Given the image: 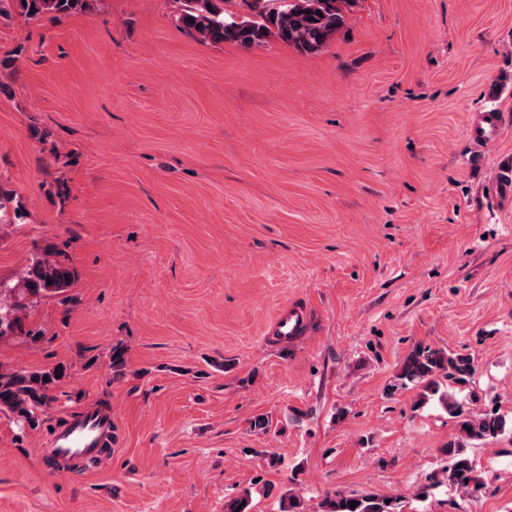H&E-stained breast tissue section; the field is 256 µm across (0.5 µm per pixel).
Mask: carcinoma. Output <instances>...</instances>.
I'll use <instances>...</instances> for the list:
<instances>
[{"instance_id": "cac0c4a2", "label": "carcinoma", "mask_w": 512, "mask_h": 512, "mask_svg": "<svg viewBox=\"0 0 512 512\" xmlns=\"http://www.w3.org/2000/svg\"><path fill=\"white\" fill-rule=\"evenodd\" d=\"M22 12L39 18L49 15L59 19L88 8V0H0V16L10 4ZM176 25L206 44L239 43L261 45L275 39L302 53H316L342 29L358 0H252V13L236 17L227 9L232 0H173ZM76 272L49 250L29 259L28 264L11 281L0 280V294L15 295L14 305H0V338L22 334L36 341L43 332L25 329L27 306L23 300L65 294L73 284ZM476 372L475 359L469 354L417 347L402 361L389 392L420 389L415 405L438 399L442 409L455 419L458 436L441 449L447 464L433 475L435 483H446L467 495L482 489L476 466L466 452V443L497 439L512 434V425L495 408L478 414L464 409L451 392L455 386L470 383ZM66 374L62 365L31 372L0 373V411L10 413L20 429L34 430L42 424L44 408L56 401L53 388ZM251 492L224 502V512H252ZM356 507H350V503ZM400 496L338 495L325 498L319 512H403Z\"/></svg>"}]
</instances>
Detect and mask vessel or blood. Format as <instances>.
Returning a JSON list of instances; mask_svg holds the SVG:
<instances>
[{
    "label": "vessel or blood",
    "instance_id": "1",
    "mask_svg": "<svg viewBox=\"0 0 512 512\" xmlns=\"http://www.w3.org/2000/svg\"><path fill=\"white\" fill-rule=\"evenodd\" d=\"M273 322L279 336L299 335L305 325V312L299 306H284ZM112 434V415L108 412L88 410L71 416L68 426L55 438L51 453L61 460L95 456Z\"/></svg>",
    "mask_w": 512,
    "mask_h": 512
}]
</instances>
